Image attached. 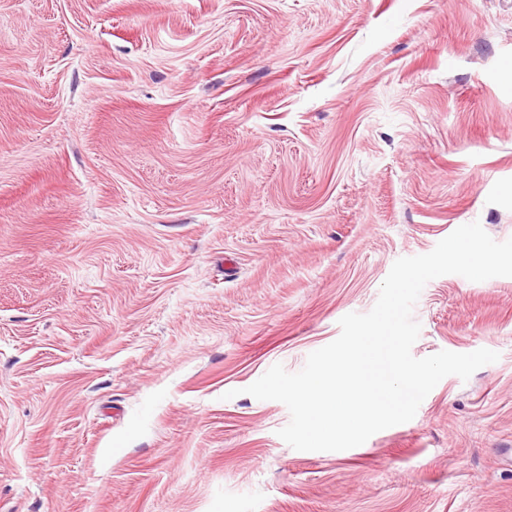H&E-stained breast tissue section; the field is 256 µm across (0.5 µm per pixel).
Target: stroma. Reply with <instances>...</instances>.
I'll return each mask as SVG.
<instances>
[{
    "label": "stroma",
    "instance_id": "1",
    "mask_svg": "<svg viewBox=\"0 0 512 512\" xmlns=\"http://www.w3.org/2000/svg\"><path fill=\"white\" fill-rule=\"evenodd\" d=\"M474 221L512 0H0V512H512V277L424 287L414 357L499 359L360 446L245 392Z\"/></svg>",
    "mask_w": 512,
    "mask_h": 512
}]
</instances>
